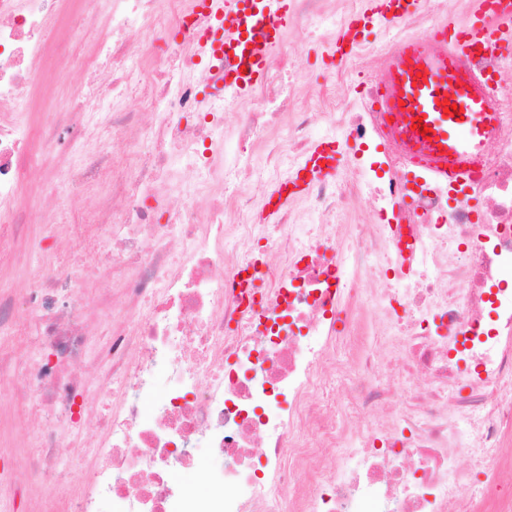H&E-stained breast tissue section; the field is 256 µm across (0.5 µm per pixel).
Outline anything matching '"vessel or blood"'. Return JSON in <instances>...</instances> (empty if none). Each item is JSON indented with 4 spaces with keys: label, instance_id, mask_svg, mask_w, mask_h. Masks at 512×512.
Segmentation results:
<instances>
[{
    "label": "vessel or blood",
    "instance_id": "b4317fda",
    "mask_svg": "<svg viewBox=\"0 0 512 512\" xmlns=\"http://www.w3.org/2000/svg\"><path fill=\"white\" fill-rule=\"evenodd\" d=\"M218 21L212 37L223 53L242 62L235 70L237 84L251 85L266 73L268 50L281 30L288 27L290 0H236L233 11H225L222 0H207ZM497 45L503 56L512 55V8H487L474 0L469 24L458 31L439 25L430 45L405 42L403 50L388 65L384 79L387 128L405 149L416 155L433 176L460 177L463 159L481 148L490 136L496 116L486 107V94L476 76H469L456 90L448 81L468 60L472 45ZM456 105L455 114L445 108ZM422 117L428 135L414 129ZM336 169V146L320 142L304 161L295 185L311 177L329 175Z\"/></svg>",
    "mask_w": 512,
    "mask_h": 512
}]
</instances>
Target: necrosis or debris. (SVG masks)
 I'll use <instances>...</instances> for the list:
<instances>
[{
    "label": "necrosis or debris",
    "mask_w": 512,
    "mask_h": 512,
    "mask_svg": "<svg viewBox=\"0 0 512 512\" xmlns=\"http://www.w3.org/2000/svg\"><path fill=\"white\" fill-rule=\"evenodd\" d=\"M329 2L292 0L265 78L231 91L206 0H0V251L94 200L71 227L81 274L55 258L0 291V374L38 437L0 481L36 512H512V64L474 48L497 128L465 182L437 181L373 102L400 45L463 26L472 0H420L354 52L338 38L364 0ZM90 18L108 34L82 66L112 72L61 112L46 93ZM300 38L332 60L322 83L293 63ZM320 137L340 172L268 217ZM32 182L44 210L18 203ZM361 204L370 223L346 222ZM78 444L96 462L62 501ZM202 453L220 468L181 485Z\"/></svg>",
    "instance_id": "necrosis-or-debris-1"
}]
</instances>
